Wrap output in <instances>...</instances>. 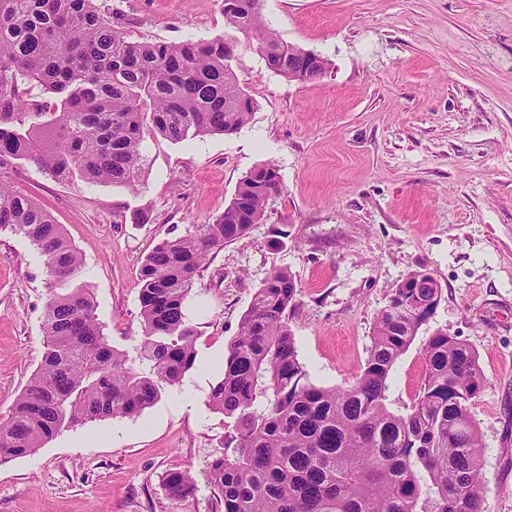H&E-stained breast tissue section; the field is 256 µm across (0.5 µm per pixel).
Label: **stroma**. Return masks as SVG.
Instances as JSON below:
<instances>
[{
	"label": "stroma",
	"instance_id": "obj_1",
	"mask_svg": "<svg viewBox=\"0 0 512 512\" xmlns=\"http://www.w3.org/2000/svg\"><path fill=\"white\" fill-rule=\"evenodd\" d=\"M98 2L137 41L226 33L224 0ZM263 12L280 38L330 66L288 80L267 69L256 37L236 33L232 68L256 103L237 133L145 135L134 193L17 164V187L80 252V280L119 349L142 336L138 274L155 243L212 222L255 166L274 163L282 192L197 278L187 304L197 358L182 385L140 417L62 430L0 466V512H222L207 465L224 417L207 396L255 289L283 267L300 287L288 323L320 386L355 381L377 312L409 273L433 274L441 301L393 367L387 404L411 406L431 334L467 343L486 378L470 406L483 440L482 512H512V0H264ZM136 209L146 223H132ZM53 288L35 247L0 232V418L41 362ZM185 468L197 491L170 499L161 477Z\"/></svg>",
	"mask_w": 512,
	"mask_h": 512
}]
</instances>
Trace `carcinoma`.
Segmentation results:
<instances>
[{
    "label": "carcinoma",
    "mask_w": 512,
    "mask_h": 512,
    "mask_svg": "<svg viewBox=\"0 0 512 512\" xmlns=\"http://www.w3.org/2000/svg\"><path fill=\"white\" fill-rule=\"evenodd\" d=\"M229 30L258 40L268 70L306 82L329 60L304 61L263 14V0L224 8ZM224 37L133 41L95 0H0V231L23 235L57 285L42 328L46 351L8 416L0 418V465L34 455L60 431L105 418H136L180 385L197 357L186 302L208 254L248 237L282 191L278 169L260 164L239 181L209 224L158 242L139 269L143 336L112 346L91 288L71 287L83 259L61 225L16 188L17 161L46 175H78L138 190L145 133L180 143L232 134L254 100L227 64ZM49 97L34 96L32 85ZM395 288L375 317L360 376L346 387L314 384L288 324L299 288L274 269L252 295L224 356L209 408L224 415L222 446L207 477L224 512H482V439L470 413L485 385L477 354L438 330L424 346V375L406 413L387 406L389 374L437 309L438 281ZM166 495L197 490L189 469L162 477Z\"/></svg>",
    "instance_id": "carcinoma-1"
}]
</instances>
